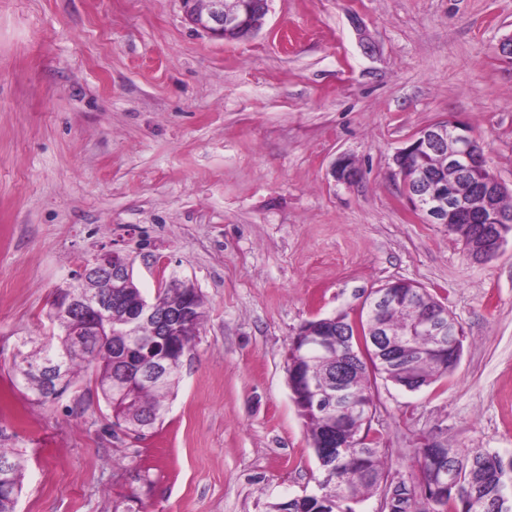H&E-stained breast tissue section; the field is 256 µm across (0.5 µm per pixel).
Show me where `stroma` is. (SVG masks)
I'll list each match as a JSON object with an SVG mask.
<instances>
[{"label": "stroma", "instance_id": "stroma-1", "mask_svg": "<svg viewBox=\"0 0 512 512\" xmlns=\"http://www.w3.org/2000/svg\"><path fill=\"white\" fill-rule=\"evenodd\" d=\"M512 0H272L225 42L179 0H0V428L24 458L16 512H271L320 476L284 352L305 321L405 279L464 331L417 392L377 380L371 432L416 482L418 448L512 453V240L493 259L407 205L395 153L459 119L512 188ZM355 182H335L338 156ZM146 298L192 283L205 322L161 424L112 428L93 376L33 403L19 340L102 250Z\"/></svg>", "mask_w": 512, "mask_h": 512}]
</instances>
